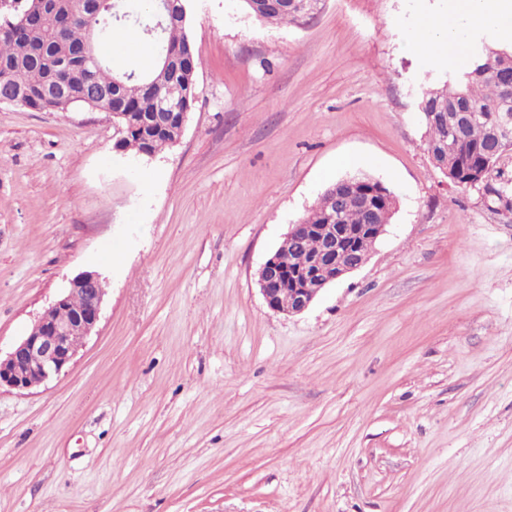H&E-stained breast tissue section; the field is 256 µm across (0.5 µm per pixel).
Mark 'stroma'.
Wrapping results in <instances>:
<instances>
[{
  "instance_id": "obj_1",
  "label": "stroma",
  "mask_w": 512,
  "mask_h": 512,
  "mask_svg": "<svg viewBox=\"0 0 512 512\" xmlns=\"http://www.w3.org/2000/svg\"><path fill=\"white\" fill-rule=\"evenodd\" d=\"M447 9L187 0L197 98L150 158L107 112L0 106V350L106 279L66 371L0 390V512H512V219L430 162L416 95L452 64L403 49ZM353 175L385 234L273 312L258 269ZM267 0H241L243 8L253 17L267 23H277L288 21L290 24L302 26L314 17L313 13H305L299 11L296 6L300 7L297 1H294L295 7L285 10H270L265 6Z\"/></svg>"
}]
</instances>
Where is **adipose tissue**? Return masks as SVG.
Returning <instances> with one entry per match:
<instances>
[{"instance_id":"obj_1","label":"adipose tissue","mask_w":512,"mask_h":512,"mask_svg":"<svg viewBox=\"0 0 512 512\" xmlns=\"http://www.w3.org/2000/svg\"><path fill=\"white\" fill-rule=\"evenodd\" d=\"M490 27L512 38V0H449L446 13L425 16L409 46L423 68L445 58L464 63L466 56L460 29Z\"/></svg>"}]
</instances>
